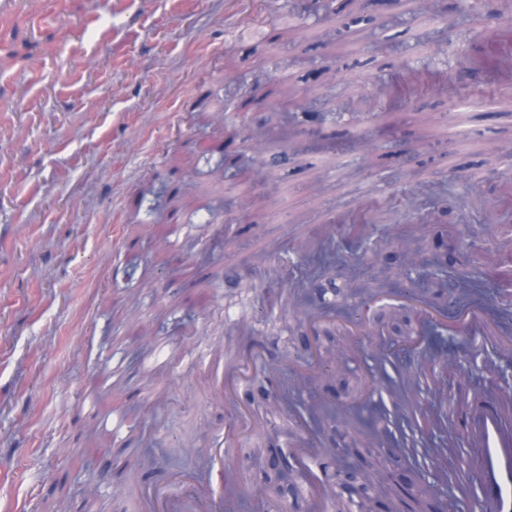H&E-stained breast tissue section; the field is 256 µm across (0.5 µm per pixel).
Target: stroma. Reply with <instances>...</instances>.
<instances>
[{"mask_svg":"<svg viewBox=\"0 0 512 512\" xmlns=\"http://www.w3.org/2000/svg\"><path fill=\"white\" fill-rule=\"evenodd\" d=\"M287 12L288 0H0V512H51L62 479L76 512H140L147 487L202 477L219 433L224 496L235 512H256L252 486L296 465L292 447L308 432L307 469L324 485L338 484L342 455L357 474L386 476L374 492L382 506L412 512L389 485L419 475L447 512H476L480 450L467 429L487 396L512 395V351L452 330L454 370L417 352L379 358V343L401 349L408 331L405 313L384 305L374 314L382 336L361 344L326 323L333 368L289 403L270 376L305 361L311 317L353 314L389 288L437 306L453 287L481 288L512 334V250L499 246L512 234V157L496 155L512 139V112L490 101L469 108L462 96L417 101L435 124L413 154L411 121L389 133L372 113L341 109L352 91L369 94L419 58L438 31L451 28L477 55L493 28L481 13L456 14L452 0H440L441 20L410 26L389 5L335 65L323 45L343 19L299 21L295 46L272 45ZM334 65L336 85L316 86ZM234 76L263 95L243 118L226 89ZM283 80L313 92L319 121L282 116L270 90ZM236 125L240 136L225 143ZM201 143L209 150L194 168L169 169L168 153ZM242 157L265 165L253 191L269 207L256 224L232 186ZM459 168L472 185L452 184ZM175 194L194 197L195 209L173 212ZM496 197L500 213L487 218L483 202ZM155 224L195 230L158 239ZM308 239L344 260L308 265ZM135 324L147 335H132ZM251 351L274 367L238 384L235 400L258 424L237 436L214 366L236 371ZM93 378L113 383L112 411L132 428L77 467L83 430L108 414L79 409ZM450 440L454 451L435 458Z\"/></svg>","mask_w":512,"mask_h":512,"instance_id":"obj_1","label":"stroma"}]
</instances>
